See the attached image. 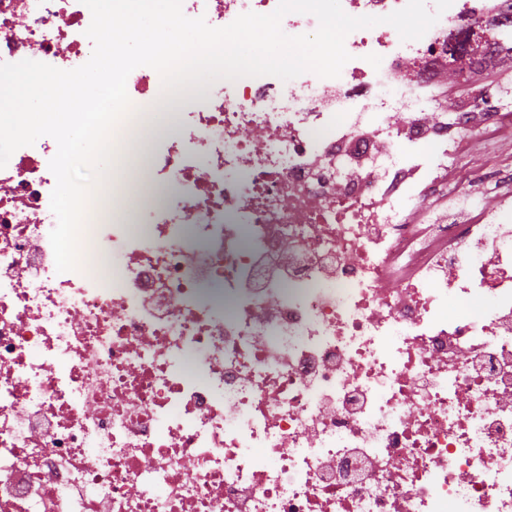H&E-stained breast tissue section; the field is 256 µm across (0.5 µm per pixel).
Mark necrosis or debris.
<instances>
[{
  "mask_svg": "<svg viewBox=\"0 0 512 512\" xmlns=\"http://www.w3.org/2000/svg\"><path fill=\"white\" fill-rule=\"evenodd\" d=\"M279 0H181L223 27ZM82 0H0V63H86ZM507 0H453L419 40L351 32L340 77L165 100L172 188L140 232L44 231L49 136L0 168V512H512V204L467 195L472 135L512 138L471 78ZM147 121L162 82H126ZM262 133L260 141L244 129ZM464 191L468 219L434 207ZM112 255L111 274L95 265Z\"/></svg>",
  "mask_w": 512,
  "mask_h": 512,
  "instance_id": "1",
  "label": "necrosis or debris"
}]
</instances>
